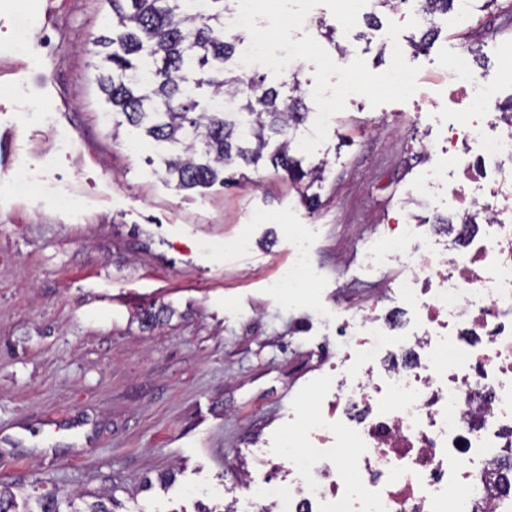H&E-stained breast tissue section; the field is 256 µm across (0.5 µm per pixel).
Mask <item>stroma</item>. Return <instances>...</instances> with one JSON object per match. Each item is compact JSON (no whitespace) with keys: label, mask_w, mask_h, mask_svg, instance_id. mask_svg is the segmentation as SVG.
<instances>
[{"label":"stroma","mask_w":512,"mask_h":512,"mask_svg":"<svg viewBox=\"0 0 512 512\" xmlns=\"http://www.w3.org/2000/svg\"><path fill=\"white\" fill-rule=\"evenodd\" d=\"M110 15L106 0H0V482L221 512L225 486L320 406L343 318L401 307L404 269H372L363 242L389 215L433 223L437 199L415 186L443 159L445 67L466 48L495 72L512 0L442 16L407 101L347 100L310 155L312 120L292 129L302 181L265 159L193 190L142 130L112 127L90 52ZM305 25L343 64L390 63L326 7ZM302 251L306 288H275Z\"/></svg>","instance_id":"obj_1"}]
</instances>
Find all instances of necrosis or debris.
Instances as JSON below:
<instances>
[{
  "mask_svg": "<svg viewBox=\"0 0 512 512\" xmlns=\"http://www.w3.org/2000/svg\"><path fill=\"white\" fill-rule=\"evenodd\" d=\"M448 78L465 109L418 189H447L454 233L389 224L365 247L406 268L412 324L370 310L339 325L359 343L301 425L312 453L269 459L232 512H512L486 484L512 448V114L468 54Z\"/></svg>",
  "mask_w": 512,
  "mask_h": 512,
  "instance_id": "necrosis-or-debris-1",
  "label": "necrosis or debris"
}]
</instances>
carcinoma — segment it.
Here are the masks:
<instances>
[{"label":"carcinoma","instance_id":"carcinoma-1","mask_svg":"<svg viewBox=\"0 0 512 512\" xmlns=\"http://www.w3.org/2000/svg\"><path fill=\"white\" fill-rule=\"evenodd\" d=\"M409 1L427 18L448 12L456 0H377L384 8ZM110 32L92 41L101 57L97 83L112 111L167 151L165 171L180 189L207 188L238 164L262 157L270 135L284 137L274 159L286 172L297 171L289 154L288 130L307 116L300 81L291 95L226 66L240 33L224 29V2L208 0L199 13L187 0H108ZM18 495L0 485V512H60L56 493ZM68 512H114L99 499L67 500Z\"/></svg>","mask_w":512,"mask_h":512}]
</instances>
